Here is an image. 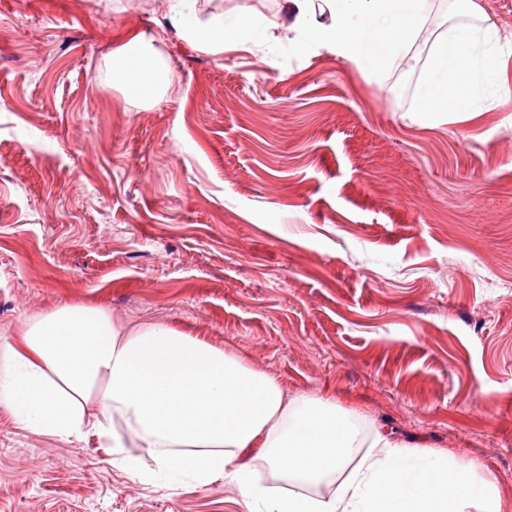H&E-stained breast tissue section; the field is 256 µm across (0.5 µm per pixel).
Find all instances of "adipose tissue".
<instances>
[{
  "instance_id": "adipose-tissue-1",
  "label": "adipose tissue",
  "mask_w": 512,
  "mask_h": 512,
  "mask_svg": "<svg viewBox=\"0 0 512 512\" xmlns=\"http://www.w3.org/2000/svg\"><path fill=\"white\" fill-rule=\"evenodd\" d=\"M180 37L220 52L251 40L263 18L244 10L201 19L196 0H169ZM292 29L371 79L403 62L437 0H283ZM458 20L436 34L415 111L480 112L500 86L498 30L482 0H456ZM156 34L113 49L107 86L143 104L173 81ZM0 407L24 427L84 442L142 484L206 487L222 480L245 512H512L495 476L444 451L408 449L374 428L356 454L355 412L331 399L287 398L277 380L184 331L155 324L125 330L104 308L66 304L20 322L0 341ZM147 449L143 468L130 444ZM261 460L298 491L258 483ZM331 482L325 495L312 486Z\"/></svg>"
}]
</instances>
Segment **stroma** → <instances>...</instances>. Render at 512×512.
<instances>
[{"instance_id":"obj_1","label":"stroma","mask_w":512,"mask_h":512,"mask_svg":"<svg viewBox=\"0 0 512 512\" xmlns=\"http://www.w3.org/2000/svg\"><path fill=\"white\" fill-rule=\"evenodd\" d=\"M218 54L168 0H0V338L65 304L199 337L333 396L362 439L477 461L512 501V93L486 112L412 105L438 7L404 67L368 78L299 47L280 0ZM164 34L173 83L138 107L99 81ZM0 512H244L238 489L149 487L0 408Z\"/></svg>"}]
</instances>
